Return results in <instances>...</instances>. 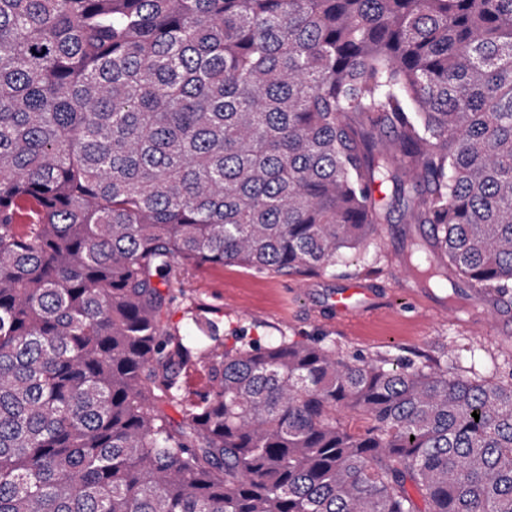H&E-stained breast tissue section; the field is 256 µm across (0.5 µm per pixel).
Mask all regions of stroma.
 Returning <instances> with one entry per match:
<instances>
[{"mask_svg": "<svg viewBox=\"0 0 512 512\" xmlns=\"http://www.w3.org/2000/svg\"><path fill=\"white\" fill-rule=\"evenodd\" d=\"M414 240L432 245L430 227L398 207L389 223L376 226L368 248L349 252L344 263L324 273L288 275L235 265L179 264L171 278L173 301L167 322L191 334L186 308L195 304L218 324L220 340L228 349L240 336L263 343L285 335L335 343L347 356L388 353L415 365L437 362L454 376L470 377L476 368L497 381L511 378L512 292L497 295L489 305L490 313L501 320L492 335L462 329L446 317L424 320L401 310L404 297L419 291L433 305L457 306L469 290L464 282L455 289L421 290L415 281L405 280V258ZM354 282L374 289L383 308L373 319L343 333L325 321L321 311L330 293Z\"/></svg>", "mask_w": 512, "mask_h": 512, "instance_id": "obj_1", "label": "stroma"}]
</instances>
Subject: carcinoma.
I'll return each instance as SVG.
<instances>
[{"instance_id": "cac0c4a2", "label": "carcinoma", "mask_w": 512, "mask_h": 512, "mask_svg": "<svg viewBox=\"0 0 512 512\" xmlns=\"http://www.w3.org/2000/svg\"><path fill=\"white\" fill-rule=\"evenodd\" d=\"M386 183L512 288V0H0V512H512V382L164 328L173 264L324 271ZM184 393L188 400H196L209 386V378L206 368L198 366L190 369L184 380Z\"/></svg>"}]
</instances>
